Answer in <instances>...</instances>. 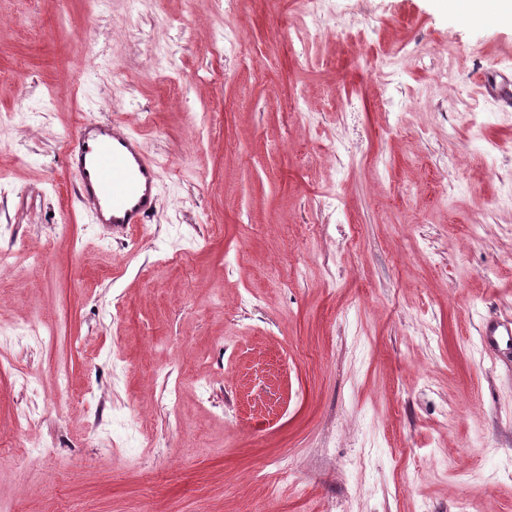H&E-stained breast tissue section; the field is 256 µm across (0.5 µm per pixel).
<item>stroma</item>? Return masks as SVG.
Listing matches in <instances>:
<instances>
[{
  "instance_id": "obj_1",
  "label": "stroma",
  "mask_w": 512,
  "mask_h": 512,
  "mask_svg": "<svg viewBox=\"0 0 512 512\" xmlns=\"http://www.w3.org/2000/svg\"><path fill=\"white\" fill-rule=\"evenodd\" d=\"M510 46L448 0H0V331L53 333L0 338V504L512 512V358L480 342L512 319V105L481 92ZM91 113L158 164L129 237L64 165Z\"/></svg>"
}]
</instances>
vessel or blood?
Masks as SVG:
<instances>
[{
    "label": "vessel or blood",
    "mask_w": 512,
    "mask_h": 512,
    "mask_svg": "<svg viewBox=\"0 0 512 512\" xmlns=\"http://www.w3.org/2000/svg\"><path fill=\"white\" fill-rule=\"evenodd\" d=\"M65 163L74 176L76 197L95 223L124 233L151 223L157 210L156 163L138 135L120 123L84 120L65 145ZM482 344L512 351V321L488 322Z\"/></svg>",
    "instance_id": "1"
}]
</instances>
